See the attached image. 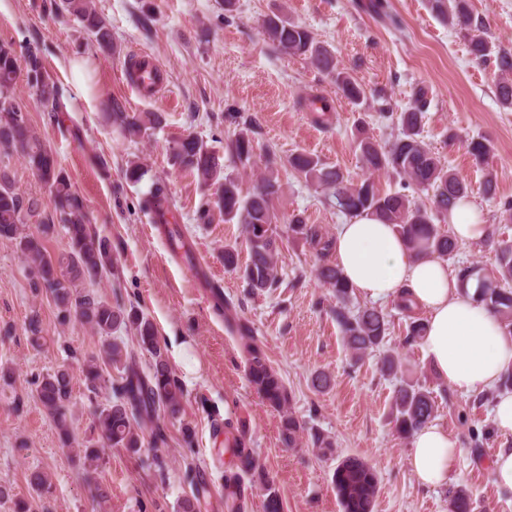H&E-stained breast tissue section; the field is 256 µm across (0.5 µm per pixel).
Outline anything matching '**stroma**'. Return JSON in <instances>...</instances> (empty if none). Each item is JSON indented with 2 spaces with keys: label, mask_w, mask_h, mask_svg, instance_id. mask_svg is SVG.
Masks as SVG:
<instances>
[{
  "label": "stroma",
  "mask_w": 512,
  "mask_h": 512,
  "mask_svg": "<svg viewBox=\"0 0 512 512\" xmlns=\"http://www.w3.org/2000/svg\"><path fill=\"white\" fill-rule=\"evenodd\" d=\"M61 0H0V43L17 54L39 51L49 81L63 93L65 109L47 111L18 76L15 92L27 104L30 124L54 153L74 190L83 198L90 224L110 240L116 259L111 276L92 284L107 300L121 299L140 307L153 321L160 345L183 391L181 418L160 416L168 445H144L132 454L104 447L98 482L111 496L97 504L83 476L77 445L91 435L95 409L107 403L108 388L89 392L80 372L83 361L102 354V337L78 320L60 324L49 297L29 286L25 260L16 242L0 239V485L14 498L26 499L31 512H180L190 496L184 479L193 463L211 494L200 512H225L224 472L232 465L219 454L225 432L243 438L280 494L284 512H340L332 474L340 456H357L378 472L380 482L373 512H448V487L473 493L474 512H512V495L503 494L489 467L502 448H512V434L492 425L489 394L462 396L432 372L420 345L405 342L406 319L394 302L381 303L390 320L386 347L412 370L413 380L435 397L436 424L455 442L459 461L447 488L422 487L408 464L410 440L390 423L394 378L381 375L379 353L353 361L328 309L334 300L317 280L311 247L286 239L290 215L334 234L345 214L323 194L284 166L290 154L306 151L353 182L373 178L380 192H401L426 202L427 192L404 185L387 173L369 175L353 143L360 113L369 115V133L386 144L399 133L397 113L412 104L416 86L428 90L423 108L425 144L472 186L486 177L496 182V196L473 194L469 202L489 238L460 241L449 268L473 262L492 267L495 243L512 239V222L499 203L512 199V110L498 101L496 60L476 63L468 52V35L448 26L428 7V0H387L389 19L371 14L368 0H238V10L225 14L222 0H94L112 36V53L101 52L94 36L68 13ZM479 33L495 52L512 54V0H469ZM306 26L334 55L338 68L362 84L365 107L352 105L331 76L310 62L280 53L263 33L271 13ZM154 53L162 66V87L155 98L137 95L126 70L140 51ZM83 64L84 84L72 81L71 64ZM318 95L330 107L325 124L315 123L305 99ZM129 115L160 113L163 122L139 137H128L107 118L112 103ZM237 112L249 122L259 150L252 168L242 171L251 189L265 167L263 150L282 164L283 194L275 206L281 216L278 288L251 293L240 271L224 266L225 245L236 246L240 260L248 250L240 225L228 224L219 210L209 222L199 218L205 197L215 187L174 167L169 152L174 141L195 135L228 163L225 145L233 132L225 113ZM456 140H449V132ZM483 137L493 151L486 164L468 152L471 139ZM144 166L139 183L125 180L129 162ZM0 173L21 195L38 200L42 220L53 209L47 187L28 168L20 151L0 146ZM165 187L166 225L141 201L154 183ZM247 321L292 394L293 410L306 428L320 431L335 444L334 455H321L309 440L284 447L280 416L249 383L241 341L224 323V299ZM39 315L40 345L26 331L31 315ZM74 374L71 430L75 445L62 446L59 431L38 402L35 381L59 366ZM331 377L318 392L313 374ZM195 429L193 446L182 442L181 427ZM162 454L164 468L153 463ZM45 471L51 494L37 496L27 483L32 470Z\"/></svg>",
  "instance_id": "obj_1"
}]
</instances>
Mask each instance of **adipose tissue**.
I'll list each match as a JSON object with an SVG mask.
<instances>
[{"mask_svg": "<svg viewBox=\"0 0 512 512\" xmlns=\"http://www.w3.org/2000/svg\"><path fill=\"white\" fill-rule=\"evenodd\" d=\"M332 249L342 275L363 298L408 297L426 317L420 344L435 374L464 396L494 391L493 425L512 433V392L499 387L512 368V336L485 306L462 296L447 260L415 255L392 225L366 213L337 226ZM457 454L447 431L430 423L414 434L408 462L421 485L440 488Z\"/></svg>", "mask_w": 512, "mask_h": 512, "instance_id": "adipose-tissue-1", "label": "adipose tissue"}]
</instances>
